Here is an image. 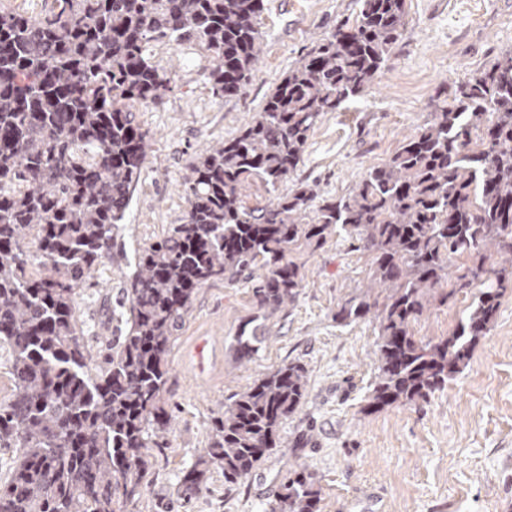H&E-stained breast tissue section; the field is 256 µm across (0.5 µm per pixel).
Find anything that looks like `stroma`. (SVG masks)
<instances>
[{
  "label": "stroma",
  "mask_w": 512,
  "mask_h": 512,
  "mask_svg": "<svg viewBox=\"0 0 512 512\" xmlns=\"http://www.w3.org/2000/svg\"><path fill=\"white\" fill-rule=\"evenodd\" d=\"M264 53L238 96L215 98L194 51L158 45L172 91L160 106L140 109L151 153L121 226L112 259L83 285L79 315L92 354L117 340L119 300L136 248L183 223L188 165L208 145L238 136L289 69L359 12L358 0H265ZM405 25L390 58L364 96L321 117L304 162L278 186H315L326 197L351 193L369 168L385 162L427 120L441 84H454L512 48V0H406ZM293 259L304 275L295 302L269 322V339L233 367L231 343L256 315L252 283L217 281L197 290L173 341L166 382L172 430L151 448L150 470L124 512H265L289 470L307 467L322 489V512H512V292L501 298L490 333L447 387L415 402L365 414L372 381L375 326L337 325L334 314L369 277V256L340 233ZM472 295L434 304L413 325L435 340L465 318ZM307 369L303 405L282 424L284 443L244 481L224 482L210 468L200 489L183 477L210 442L224 405L291 361Z\"/></svg>",
  "instance_id": "1"
}]
</instances>
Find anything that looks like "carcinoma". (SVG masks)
I'll return each mask as SVG.
<instances>
[{
	"label": "carcinoma",
	"instance_id": "carcinoma-1",
	"mask_svg": "<svg viewBox=\"0 0 512 512\" xmlns=\"http://www.w3.org/2000/svg\"><path fill=\"white\" fill-rule=\"evenodd\" d=\"M404 5L360 0L355 22L297 61L238 136L190 162L185 221L137 250L126 331L97 372L79 290L111 258L148 162L135 110L172 91L152 47L203 51L213 95L236 96L263 54V0H54L41 16L0 7V344L15 387L0 403V447L16 449L0 512H122L141 492L152 438L171 431L168 354L196 290L265 270L253 288L261 315L235 337L239 362L299 294L290 254L341 231L371 257L366 289L336 313L340 324H376L361 412L425 399L467 366L512 288V50L443 89L432 119L352 194L323 198L302 183L263 206L244 199L255 181L276 190L303 162L320 117L374 84ZM494 255L506 263L486 266ZM463 257L472 264H456ZM463 290L477 294L459 329L416 339L412 324L431 302ZM306 387L304 365L291 361L233 396L184 476L188 489L200 487L204 465L226 483L246 479L282 447L280 426ZM281 489L268 512H321L307 468L288 471Z\"/></svg>",
	"mask_w": 512,
	"mask_h": 512
}]
</instances>
